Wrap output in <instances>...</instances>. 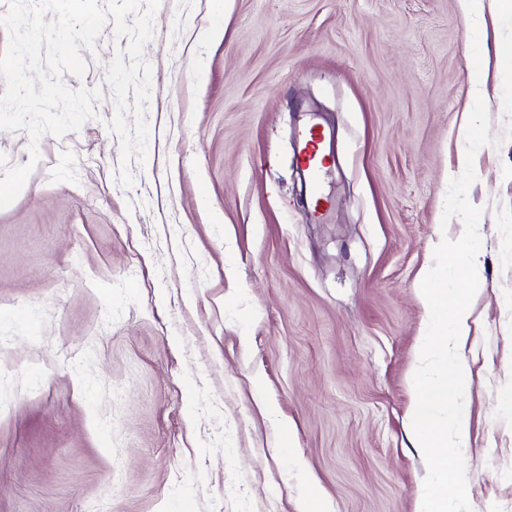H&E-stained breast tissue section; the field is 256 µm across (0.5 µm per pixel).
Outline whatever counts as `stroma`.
I'll list each match as a JSON object with an SVG mask.
<instances>
[{"instance_id": "1", "label": "stroma", "mask_w": 512, "mask_h": 512, "mask_svg": "<svg viewBox=\"0 0 512 512\" xmlns=\"http://www.w3.org/2000/svg\"><path fill=\"white\" fill-rule=\"evenodd\" d=\"M224 34H210L215 24ZM146 163L121 185L106 24L80 130L0 129V512H420L410 412L458 130L484 289L466 354L472 512H512V17L496 0H160ZM336 161L314 220L292 167ZM297 170L303 175L312 199L313 215L323 219L330 197L325 193L324 177L331 157L326 148V134L314 123H305L295 131Z\"/></svg>"}]
</instances>
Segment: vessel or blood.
I'll return each mask as SVG.
<instances>
[{
  "instance_id": "1",
  "label": "vessel or blood",
  "mask_w": 512,
  "mask_h": 512,
  "mask_svg": "<svg viewBox=\"0 0 512 512\" xmlns=\"http://www.w3.org/2000/svg\"><path fill=\"white\" fill-rule=\"evenodd\" d=\"M296 163L303 175L312 199L315 219H322L330 203L324 189V177L329 169L330 151L326 148V134L316 124L306 123L295 131Z\"/></svg>"
}]
</instances>
